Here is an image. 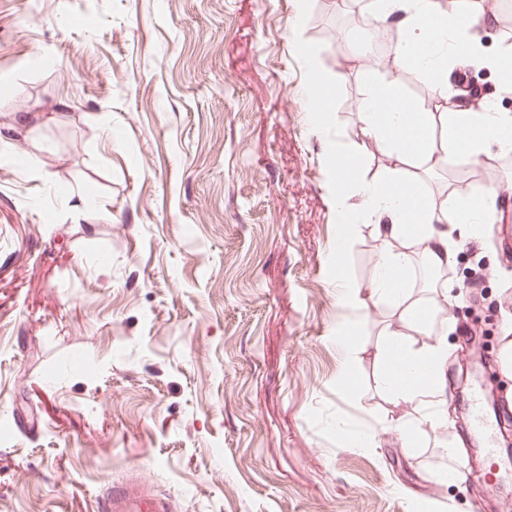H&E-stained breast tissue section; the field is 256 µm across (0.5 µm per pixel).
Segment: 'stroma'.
<instances>
[{
	"mask_svg": "<svg viewBox=\"0 0 512 512\" xmlns=\"http://www.w3.org/2000/svg\"><path fill=\"white\" fill-rule=\"evenodd\" d=\"M335 20L323 0H0V123L30 117L0 156V512H97L111 483L138 481L176 512H497L512 491L503 447L496 486L437 479L486 463L470 415L422 425L416 447L397 437L413 406L374 382L395 313L340 301L332 157L359 148L362 178L385 172L363 133L373 83L435 103L392 54L335 45ZM498 157L419 180L433 203L451 183L501 193L495 222L458 240L452 365L472 312L496 323L493 359L512 326ZM353 236L346 274L365 284L382 245L366 218ZM363 428L375 447L348 446Z\"/></svg>",
	"mask_w": 512,
	"mask_h": 512,
	"instance_id": "stroma-1",
	"label": "stroma"
}]
</instances>
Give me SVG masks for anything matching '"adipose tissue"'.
I'll list each match as a JSON object with an SVG mask.
<instances>
[{"label": "adipose tissue", "instance_id": "adipose-tissue-1", "mask_svg": "<svg viewBox=\"0 0 512 512\" xmlns=\"http://www.w3.org/2000/svg\"><path fill=\"white\" fill-rule=\"evenodd\" d=\"M481 19L469 8L443 9L440 0H414L399 18L401 37L395 58L412 66L430 82L438 98H446L448 69L463 64L498 75L504 91L512 92V42H500L495 54L485 53L470 38ZM364 135L380 145L389 158L385 174L376 182L359 184L362 208L378 216L374 230L384 249L368 285L342 278L341 301L359 311L387 304L396 319L387 324L376 348L380 388L398 401L414 405V416L401 417L394 431L407 445H416L421 425L442 420V394L448 382L447 329L430 333L424 312L447 299V290L428 300L409 283V254L420 248L432 266L443 267L455 255L454 224L490 223L498 188L451 189L443 203L432 204L420 194L411 167L433 161L451 168L472 166L490 148L512 151V114L482 106L452 112H421L404 101L395 83L370 87L362 103Z\"/></svg>", "mask_w": 512, "mask_h": 512}]
</instances>
